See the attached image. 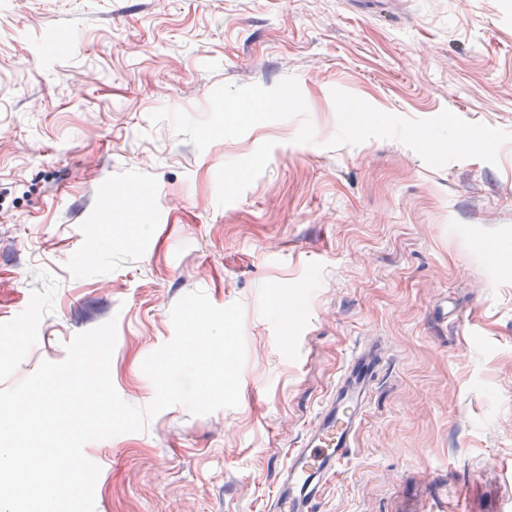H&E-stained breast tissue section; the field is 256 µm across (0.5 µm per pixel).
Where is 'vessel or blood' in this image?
<instances>
[{
  "label": "vessel or blood",
  "instance_id": "b4317fda",
  "mask_svg": "<svg viewBox=\"0 0 512 512\" xmlns=\"http://www.w3.org/2000/svg\"><path fill=\"white\" fill-rule=\"evenodd\" d=\"M381 359L380 349L373 344L350 353L319 418L309 426L299 446L289 449L266 512H312L326 484L348 461V450L361 425Z\"/></svg>",
  "mask_w": 512,
  "mask_h": 512
}]
</instances>
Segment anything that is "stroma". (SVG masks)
<instances>
[{
	"label": "stroma",
	"instance_id": "1",
	"mask_svg": "<svg viewBox=\"0 0 512 512\" xmlns=\"http://www.w3.org/2000/svg\"><path fill=\"white\" fill-rule=\"evenodd\" d=\"M195 290L240 404L88 443L96 512H264L371 336L316 512H512V0H0V388L113 319L147 407Z\"/></svg>",
	"mask_w": 512,
	"mask_h": 512
}]
</instances>
